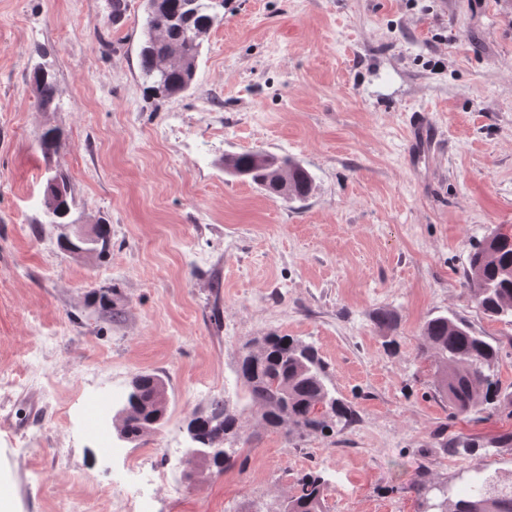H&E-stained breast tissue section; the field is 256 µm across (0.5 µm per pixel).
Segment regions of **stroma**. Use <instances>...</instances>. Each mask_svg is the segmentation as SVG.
<instances>
[{
	"instance_id": "1",
	"label": "stroma",
	"mask_w": 512,
	"mask_h": 512,
	"mask_svg": "<svg viewBox=\"0 0 512 512\" xmlns=\"http://www.w3.org/2000/svg\"><path fill=\"white\" fill-rule=\"evenodd\" d=\"M125 3L117 23L112 0H0V478L14 512H112L91 497L100 481L151 512H253L312 472L326 512H424L418 471L455 499L474 466L512 475V412L456 414L416 355L427 319H462L501 346L512 391V327L464 286L472 245L512 233V0H224L191 88L167 98L139 70L144 0ZM40 62L57 87L46 111ZM250 150L298 161L309 196L225 173ZM51 168L72 221L110 225L108 256L60 248L43 223ZM269 333L314 345L357 421L289 442L247 419L236 466L188 479L190 415L216 396L246 404L239 354ZM138 372L165 381L166 420L101 451L92 413L122 407ZM457 436L479 450L449 452ZM146 448L168 483L126 470ZM37 104L42 110L51 108L56 99V82L54 74L45 66L37 65L31 72Z\"/></svg>"
}]
</instances>
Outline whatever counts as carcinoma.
I'll return each instance as SVG.
<instances>
[{
	"label": "carcinoma",
	"mask_w": 512,
	"mask_h": 512,
	"mask_svg": "<svg viewBox=\"0 0 512 512\" xmlns=\"http://www.w3.org/2000/svg\"><path fill=\"white\" fill-rule=\"evenodd\" d=\"M145 18L139 50V67L146 90L156 96L180 94L192 86L204 38L224 22V3L216 0H145ZM38 106L47 110L56 99V82L51 70L37 65L31 72ZM231 175L248 178L270 197L285 202L303 200L312 191L311 174L297 161L263 151L245 152L224 158ZM43 213L47 224H65L71 213L68 183L61 173L47 177ZM95 244L87 252L103 256L109 252L111 229L98 224ZM464 286L472 302L486 316L512 326V234L494 232L474 246L464 273ZM422 343L417 356L434 358L438 387L461 415L475 410L494 411L512 406V394L501 392L493 366L501 357L500 346L477 335L458 318L445 315L427 320L420 331ZM259 349L246 347L237 363V376L255 407L257 421L280 431L285 438L330 434L339 426H350L356 411L337 397L329 386L327 366L315 348L290 336L270 335L258 340ZM128 394L131 413L116 421V429L134 439L145 435L153 416H165L167 394L164 380L152 373L133 376ZM326 407L320 419L312 408ZM187 428L195 443L205 448L224 440V456L204 458L202 463L222 471L234 464V443L242 439L245 421L229 400L215 397L208 409L193 414ZM411 488L427 505L426 512H512V487L498 488L495 481L475 482L470 492L454 501L448 487L432 481L420 471ZM326 481L309 473L298 480L297 492L267 512H325Z\"/></svg>",
	"instance_id": "cac0c4a2"
}]
</instances>
